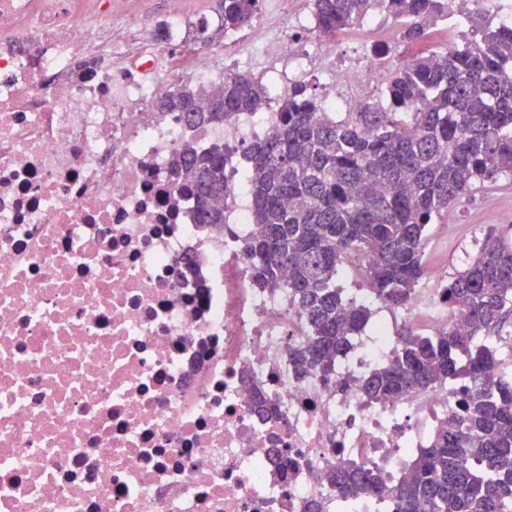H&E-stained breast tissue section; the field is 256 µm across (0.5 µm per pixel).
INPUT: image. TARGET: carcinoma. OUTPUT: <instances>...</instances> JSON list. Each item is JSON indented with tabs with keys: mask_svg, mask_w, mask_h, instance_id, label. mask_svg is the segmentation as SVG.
I'll return each instance as SVG.
<instances>
[{
	"mask_svg": "<svg viewBox=\"0 0 512 512\" xmlns=\"http://www.w3.org/2000/svg\"><path fill=\"white\" fill-rule=\"evenodd\" d=\"M219 23L194 25L206 47L219 33L248 26L259 0H218ZM326 36L373 12L402 22L401 38L428 37L422 21L448 17V0H313ZM263 85L232 75L205 99L176 91L158 103L190 123L258 112ZM249 194L261 232L245 248L260 288L288 289L309 326L289 349L302 372L335 374L350 337L365 331L371 309L346 302L336 277L347 255L363 262L373 292L399 306L425 275V230L476 184L512 173V24L501 22L462 45L433 44L396 65L385 104L362 102L333 119L294 85L279 121L247 149ZM174 175L195 200L200 224L224 223L211 200L224 194V149L186 153ZM448 306L465 329L396 339L394 359L363 383L379 401L463 377L458 409L442 422L410 477L394 490L396 512H512V373L500 370L485 336L512 313V244L489 232L475 260L446 285ZM348 502L378 492L381 478L356 466L328 475Z\"/></svg>",
	"mask_w": 512,
	"mask_h": 512,
	"instance_id": "carcinoma-1",
	"label": "carcinoma"
}]
</instances>
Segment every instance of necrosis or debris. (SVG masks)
<instances>
[{"label": "necrosis or debris", "instance_id": "necrosis-or-debris-1", "mask_svg": "<svg viewBox=\"0 0 512 512\" xmlns=\"http://www.w3.org/2000/svg\"><path fill=\"white\" fill-rule=\"evenodd\" d=\"M169 4L163 40L113 24L112 0H0V512H338L325 475L348 466L382 474L360 512H394L461 383L369 399L363 381L392 358L384 320L334 381L298 372L305 322L245 256L260 227L243 148L277 99L217 125L155 108L237 70L285 92L314 69L320 111L351 112L384 70L308 52L263 17L203 50L184 0ZM217 144L224 221L200 224L172 163ZM402 312L433 336L460 323L440 288ZM259 392L276 417L255 413Z\"/></svg>", "mask_w": 512, "mask_h": 512}]
</instances>
